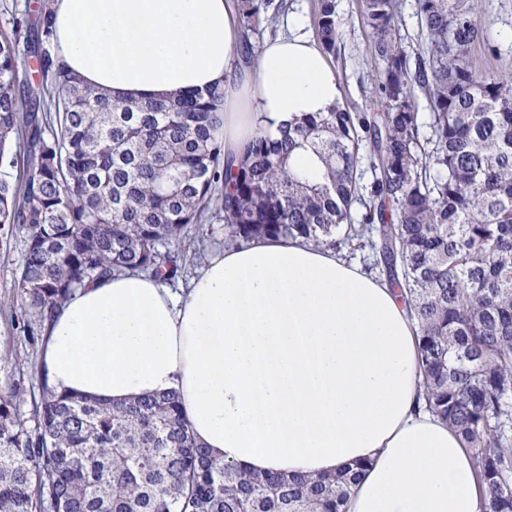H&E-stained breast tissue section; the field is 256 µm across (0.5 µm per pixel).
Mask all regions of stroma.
I'll return each instance as SVG.
<instances>
[{"instance_id":"stroma-1","label":"stroma","mask_w":512,"mask_h":512,"mask_svg":"<svg viewBox=\"0 0 512 512\" xmlns=\"http://www.w3.org/2000/svg\"><path fill=\"white\" fill-rule=\"evenodd\" d=\"M287 3L286 12L280 14L276 23L263 26L256 37L257 44L287 31L292 22L301 24L304 32L315 34L314 0H287ZM477 13L483 36L472 47L473 66L480 70L512 72V0H478ZM336 15L341 38L328 61L340 78L341 103L358 111L370 103L375 72L362 0H336ZM228 244L227 228L220 219L188 225L180 246L193 252L195 258L181 276L171 280V287L187 285L210 255ZM24 255L23 232L17 230L0 236V390L20 381L30 397L39 391L43 330L30 323L15 288Z\"/></svg>"}]
</instances>
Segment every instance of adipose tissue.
Here are the masks:
<instances>
[{
  "mask_svg": "<svg viewBox=\"0 0 512 512\" xmlns=\"http://www.w3.org/2000/svg\"><path fill=\"white\" fill-rule=\"evenodd\" d=\"M54 55L110 100L224 90V156L339 101L308 37L242 61L235 0H50ZM416 327L385 279L297 238L210 257L186 288L146 274L79 289L46 325L57 391L100 402L176 393L225 463L291 476L367 469L346 512H485L472 457L426 411Z\"/></svg>",
  "mask_w": 512,
  "mask_h": 512,
  "instance_id": "ef3b65f1",
  "label": "adipose tissue"
}]
</instances>
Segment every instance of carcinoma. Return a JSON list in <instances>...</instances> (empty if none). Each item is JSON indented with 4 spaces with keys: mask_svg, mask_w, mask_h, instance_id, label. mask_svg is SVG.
<instances>
[{
    "mask_svg": "<svg viewBox=\"0 0 512 512\" xmlns=\"http://www.w3.org/2000/svg\"><path fill=\"white\" fill-rule=\"evenodd\" d=\"M363 6L378 111L307 113L278 137L259 133L235 165L219 137L223 89L111 102L51 55L22 89L26 19L12 16L0 33V169L22 178H0V228L25 233L16 288L43 327L100 278L174 279L187 259L159 246L207 213L237 242L368 245L415 320L429 409L471 452L485 512H512V75L472 65L482 37L474 0H417L425 40L412 56L398 0ZM236 7L248 64L252 33L286 4ZM315 13L333 54L336 0H316ZM308 151L322 163L316 176L295 166ZM24 392L20 382L0 392V512H344L367 468L290 478L226 464L196 442L175 394L102 404L43 377L27 420Z\"/></svg>",
    "mask_w": 512,
    "mask_h": 512,
    "instance_id": "carcinoma-1",
    "label": "carcinoma"
}]
</instances>
